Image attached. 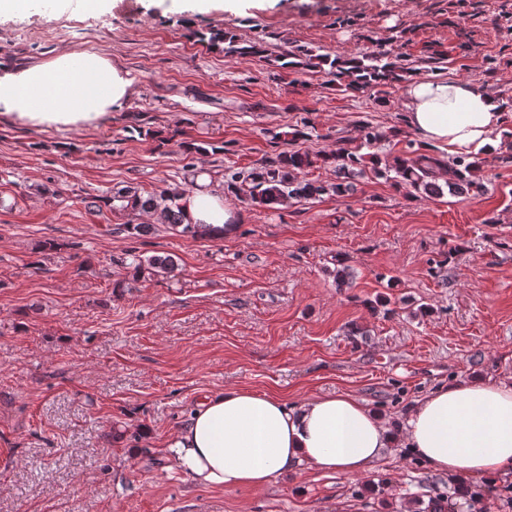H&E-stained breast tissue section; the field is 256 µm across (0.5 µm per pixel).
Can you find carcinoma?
Returning a JSON list of instances; mask_svg holds the SVG:
<instances>
[{"label":"carcinoma","instance_id":"obj_1","mask_svg":"<svg viewBox=\"0 0 512 512\" xmlns=\"http://www.w3.org/2000/svg\"><path fill=\"white\" fill-rule=\"evenodd\" d=\"M208 44L224 45V53L229 56L265 58L269 53L263 42L240 43L234 35L218 29L210 32ZM274 61L280 64V68L289 70L324 68L345 90L353 93H363L369 88L400 82L406 75L415 72L414 68L400 63V56L392 58L386 52L361 58H332L296 47L275 55ZM363 132L364 146L369 148L397 135L395 130L387 135L368 124L363 126ZM307 138L309 134L301 129L272 135L279 151L252 167L234 173L227 188L236 192V198L247 205L270 209L293 200H312L326 194L350 196L356 192L359 180L369 172L377 178L391 182L397 188L401 186L408 189V194L413 198L440 197L446 191L451 194L483 191V186L473 177V171L480 166L476 156L465 155L452 159L447 164L448 180L441 183L436 178L435 171L444 165L443 160L432 153L414 148L412 143L408 144V151L404 154L385 159L375 152L364 155L357 149L344 146L315 154L291 148L292 142ZM321 166L336 169L334 182L326 184L300 177L304 171ZM184 195L185 192L176 187H166L143 195L138 189L126 186L112 193V201L119 203V209L123 211L159 212L163 215V223L180 227L182 232L196 237L198 231L195 226L183 223L181 200ZM120 264L130 270L134 281L147 270L153 275H167L175 268L174 260L168 256H154L144 260L133 255L131 260L123 259Z\"/></svg>","mask_w":512,"mask_h":512}]
</instances>
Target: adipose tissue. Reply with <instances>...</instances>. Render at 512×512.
<instances>
[{
  "instance_id": "adipose-tissue-1",
  "label": "adipose tissue",
  "mask_w": 512,
  "mask_h": 512,
  "mask_svg": "<svg viewBox=\"0 0 512 512\" xmlns=\"http://www.w3.org/2000/svg\"><path fill=\"white\" fill-rule=\"evenodd\" d=\"M134 94L129 73L104 56L61 52L41 63L0 67V115L48 127L99 121ZM405 120L424 144L455 154L492 146L499 103L478 84L415 77L403 90ZM184 221L214 238L233 222L224 185L195 176ZM176 467L213 488L262 490L302 470L360 477L389 448H407L434 472L466 482L512 475V382L444 384L414 402L398 427L346 392L289 403L246 388L212 396L168 442Z\"/></svg>"
}]
</instances>
